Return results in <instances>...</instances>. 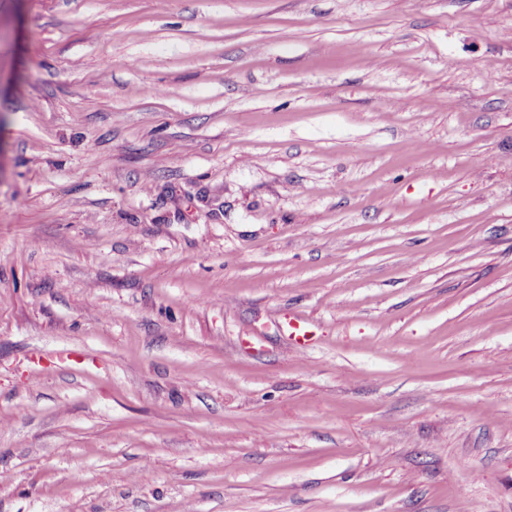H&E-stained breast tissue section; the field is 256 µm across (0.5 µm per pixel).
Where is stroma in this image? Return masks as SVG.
I'll use <instances>...</instances> for the list:
<instances>
[{
    "mask_svg": "<svg viewBox=\"0 0 512 512\" xmlns=\"http://www.w3.org/2000/svg\"><path fill=\"white\" fill-rule=\"evenodd\" d=\"M0 512H512V0H0Z\"/></svg>",
    "mask_w": 512,
    "mask_h": 512,
    "instance_id": "stroma-1",
    "label": "stroma"
}]
</instances>
